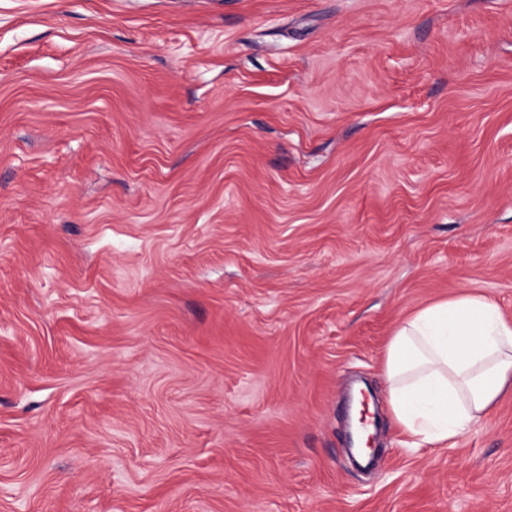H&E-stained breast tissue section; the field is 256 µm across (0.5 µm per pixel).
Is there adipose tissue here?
Returning a JSON list of instances; mask_svg holds the SVG:
<instances>
[{
    "mask_svg": "<svg viewBox=\"0 0 512 512\" xmlns=\"http://www.w3.org/2000/svg\"><path fill=\"white\" fill-rule=\"evenodd\" d=\"M383 377L412 446H448L512 391V318L470 291L418 308L393 329Z\"/></svg>",
    "mask_w": 512,
    "mask_h": 512,
    "instance_id": "1",
    "label": "adipose tissue"
}]
</instances>
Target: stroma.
Segmentation results:
<instances>
[{
  "instance_id": "obj_1",
  "label": "stroma",
  "mask_w": 512,
  "mask_h": 512,
  "mask_svg": "<svg viewBox=\"0 0 512 512\" xmlns=\"http://www.w3.org/2000/svg\"><path fill=\"white\" fill-rule=\"evenodd\" d=\"M465 289L512 317V0H0V512H512V392L386 402Z\"/></svg>"
}]
</instances>
